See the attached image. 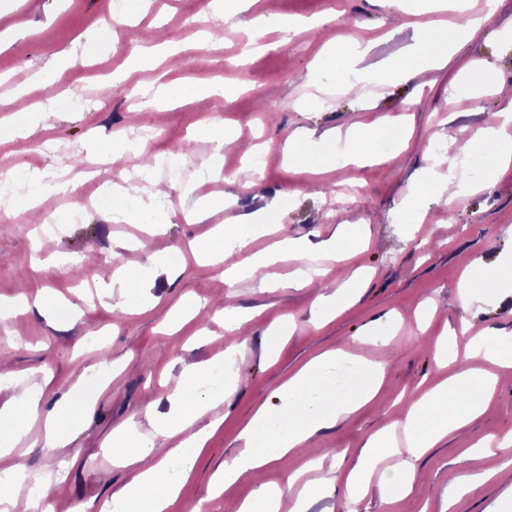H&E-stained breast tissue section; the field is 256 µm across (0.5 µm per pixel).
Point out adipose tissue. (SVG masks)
I'll return each instance as SVG.
<instances>
[{"instance_id":"1","label":"adipose tissue","mask_w":512,"mask_h":512,"mask_svg":"<svg viewBox=\"0 0 512 512\" xmlns=\"http://www.w3.org/2000/svg\"><path fill=\"white\" fill-rule=\"evenodd\" d=\"M512 124V101L500 111L492 113L481 128L477 144L489 147L494 168L512 164V137L503 133ZM384 120H377L346 132H336L327 139L329 149L336 153L340 167L359 166L370 154V146ZM279 200H272L264 208L251 213L241 224L217 226L200 250L212 262H221L227 244L246 246L270 222L271 213L278 210ZM313 246L289 237H282L273 247L254 253L246 262L232 265L219 277L231 285L256 277L263 267L279 255L305 257ZM343 351L323 353L302 367L280 389L282 406L277 414L258 408L251 420L241 429L238 438L243 447L230 463L213 476L214 491L238 482L242 478L258 479L254 494L241 504L239 512H306L303 497L289 498L287 487L260 481L262 471L302 445L317 431L335 426L374 398L380 390L384 366L371 363L366 367V383L362 390L349 398H340L323 384L325 372L336 362L344 360ZM471 365L462 369L431 392L416 398L409 406L406 429V456L383 475V485L389 496L409 495L417 474L413 465L416 458L451 433L461 430L474 418L484 413L499 383L497 375L484 371L480 364L492 361L500 365L512 362V336H499L495 341L481 340L473 345ZM211 367L195 364L179 375L170 395L171 410L163 418L152 421V433L140 432L134 423L118 426L112 432L110 446L113 463L139 465L140 470L125 488L105 500L99 512H168L179 497L184 483L219 421H207L212 406L224 398L223 393L212 392L207 382ZM44 394L43 387L35 386L14 396L0 408V454L11 453L25 431L28 421L37 416ZM206 419L205 427L196 431L179 447L159 453L156 439L182 432L199 419ZM398 444L392 431L384 430L369 438L359 463L349 471L341 483L347 501L360 500L381 459Z\"/></svg>"}]
</instances>
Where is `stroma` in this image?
I'll return each mask as SVG.
<instances>
[{
    "instance_id": "stroma-1",
    "label": "stroma",
    "mask_w": 512,
    "mask_h": 512,
    "mask_svg": "<svg viewBox=\"0 0 512 512\" xmlns=\"http://www.w3.org/2000/svg\"><path fill=\"white\" fill-rule=\"evenodd\" d=\"M209 2L146 0L141 16L116 20L110 0H0V165L48 179L66 171L77 184L53 208L45 202L25 212L0 206V300L43 297L42 309L0 322V375L21 390L42 385V416L76 387L96 391L92 410L73 406L80 432L65 446H45L40 419L30 424L13 455L0 457V471L19 459L34 475L61 483L62 493L49 495L47 512L100 504L132 480L133 467L114 465L106 451L113 428L133 422L150 433L147 415L169 410L173 379L189 365L223 358L224 307L249 318L235 365L242 380L210 411V419L222 425L170 512H186L193 503L204 512H237L254 482H238L217 495L213 475L237 452V434L255 410L277 412L279 387L318 355L340 350L361 366L381 362L385 375L371 401L317 432L267 472L266 481L291 484L296 494L344 477L367 440L385 427L402 431L411 399L460 370L470 335L493 329L512 333V173L491 179L486 171H474V155L467 150L448 156L447 164L474 182L472 191L456 193L446 171L424 173L428 143L440 145L453 135L466 148L488 115L512 100V0H493L492 22L469 38L459 13L413 9L400 16L393 0H255L248 11L227 20L213 16ZM296 18L317 25L295 32L280 28V21ZM258 24L275 48L237 66L235 59ZM158 26L176 40L177 54L155 69L130 72L121 86H113V71L123 66L140 36ZM217 27L223 31L222 46H202L203 34ZM422 28L451 33L447 63L419 54L411 60L417 78L377 82L382 65L398 59ZM354 34L370 47L359 64L367 74L363 101L341 93L336 73L350 65L336 63L326 51L327 42L341 43ZM474 61L491 66L493 92L467 88L465 69ZM39 74L57 76L65 91L48 112L39 108L46 96L34 85ZM157 79L194 93L159 114L133 111L135 87ZM214 80L242 91L223 101L201 94V87ZM20 93L36 112L17 113L13 98ZM74 96L82 97L81 108H71ZM401 115L409 130L386 128L365 165L347 173L330 161L308 168L284 150L285 140L298 131L317 140L366 117ZM228 118L233 125L224 131L223 163L213 168L215 142L193 129L204 120ZM140 130L151 133L144 141L148 152L177 153L186 169L164 204L146 210L148 218L168 219L166 232L156 236L146 225L105 219L113 179L138 159L130 154L105 163L98 153L123 147L125 138ZM254 147L266 157L259 170L246 156ZM217 183L232 203L206 208L209 187ZM274 197L280 200L274 221L285 235L319 242L340 234L355 242L356 250L330 265L319 255L303 261L287 257L257 277L225 286L214 266L191 253L190 241L213 231L220 219L235 223ZM46 212L59 231L35 238ZM187 212L194 213L193 222H183ZM150 250L183 259L185 271L174 276L148 267L151 288L140 296L118 287L87 292V282L97 281L104 265L142 260ZM304 263L328 266L326 282L360 273L368 285L333 320L315 323L320 288L293 284ZM476 265L496 275L497 288L467 308L459 285ZM190 298L206 300V308L169 330L172 311ZM285 319L292 330L276 358L268 359L266 334ZM366 334L389 336L390 343L360 344ZM447 335L454 338L456 359L442 365L433 344ZM106 366L119 373L102 388L97 375ZM509 431L512 374L503 375L487 411L464 435L444 439L416 460L419 482L412 494L390 497L375 478L357 503L337 494L317 496L307 512H488L512 489V465L499 452L471 459V446ZM487 470L493 473L490 480L447 504L449 474ZM293 473L299 479L292 484Z\"/></svg>"
}]
</instances>
